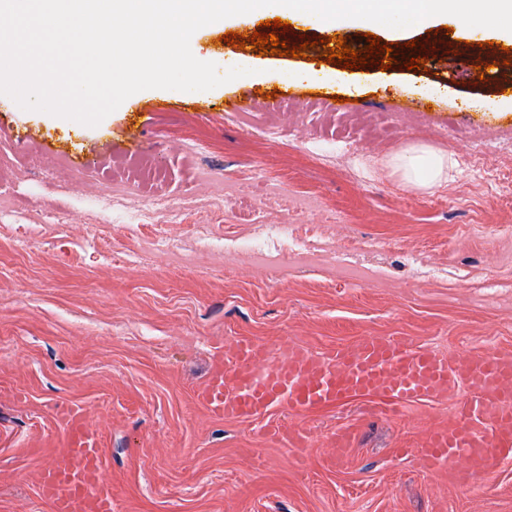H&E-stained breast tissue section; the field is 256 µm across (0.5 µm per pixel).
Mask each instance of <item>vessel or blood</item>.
Here are the masks:
<instances>
[{
	"label": "vessel or blood",
	"mask_w": 512,
	"mask_h": 512,
	"mask_svg": "<svg viewBox=\"0 0 512 512\" xmlns=\"http://www.w3.org/2000/svg\"><path fill=\"white\" fill-rule=\"evenodd\" d=\"M365 395L391 412L421 399H457L453 424L434 432L420 451L431 471L446 474L461 458L474 470L512 458V356L504 353L450 358L404 336H373L353 350L315 353L291 345L270 365L257 345L236 341L214 354L194 390L200 406L227 421L274 409L315 411ZM61 425L63 442L39 474L40 498L50 512H114L96 432L77 409L65 412Z\"/></svg>",
	"instance_id": "vessel-or-blood-1"
}]
</instances>
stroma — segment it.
Here are the masks:
<instances>
[{
  "label": "stroma",
  "mask_w": 512,
  "mask_h": 512,
  "mask_svg": "<svg viewBox=\"0 0 512 512\" xmlns=\"http://www.w3.org/2000/svg\"><path fill=\"white\" fill-rule=\"evenodd\" d=\"M269 18L258 9L192 35L196 58L253 72L201 92L200 110L148 89L88 127L0 95V512H49L38 474L70 407L100 433L114 512H512V462L453 486L411 456L452 423L454 402L392 415L364 396L232 422L194 399L213 352L237 339L319 351L406 336L451 356L512 353V70L470 63L474 46L501 40L449 18L397 39L376 22L304 16L303 59L218 42ZM367 32L393 49L392 68L325 62L331 37L358 50ZM411 40L456 50L407 71ZM287 85L295 97H277ZM252 87L269 93L268 110L229 111ZM328 92L350 109H330ZM417 100L430 111H414ZM105 140L111 154L92 156ZM420 145L455 155L456 178L431 191L405 185L392 159ZM113 186L130 209L156 197L170 211L139 216L134 229L113 222L100 207ZM252 210L304 238L379 249L352 274L324 258L289 255L270 269L216 249L134 260L156 234L187 246L201 232L245 237ZM425 264L469 276L452 286ZM275 424L304 432L305 446L269 437ZM340 431L352 445L330 468Z\"/></svg>",
  "instance_id": "stroma-1"
}]
</instances>
